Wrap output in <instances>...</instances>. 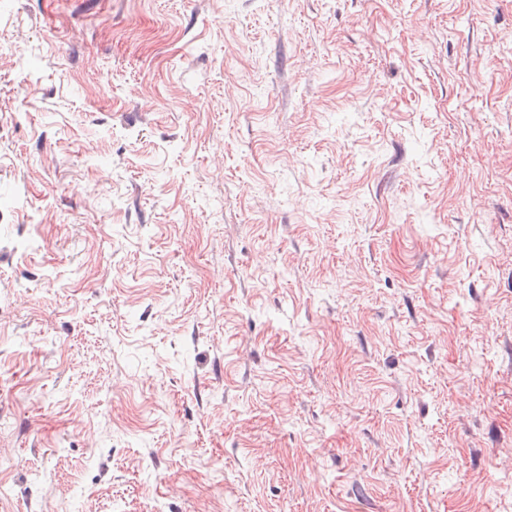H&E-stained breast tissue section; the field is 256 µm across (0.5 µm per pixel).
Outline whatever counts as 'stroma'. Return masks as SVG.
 I'll use <instances>...</instances> for the list:
<instances>
[{"instance_id":"stroma-1","label":"stroma","mask_w":512,"mask_h":512,"mask_svg":"<svg viewBox=\"0 0 512 512\" xmlns=\"http://www.w3.org/2000/svg\"><path fill=\"white\" fill-rule=\"evenodd\" d=\"M0 512H512V0H0Z\"/></svg>"}]
</instances>
